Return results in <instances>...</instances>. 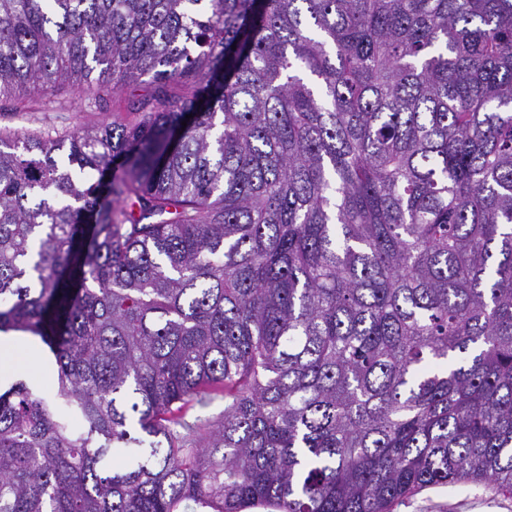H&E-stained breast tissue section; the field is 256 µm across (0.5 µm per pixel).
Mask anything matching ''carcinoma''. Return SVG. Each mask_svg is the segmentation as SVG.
Listing matches in <instances>:
<instances>
[{
	"label": "carcinoma",
	"instance_id": "1",
	"mask_svg": "<svg viewBox=\"0 0 512 512\" xmlns=\"http://www.w3.org/2000/svg\"><path fill=\"white\" fill-rule=\"evenodd\" d=\"M143 77L0 130V512L511 496L512 0H0V99ZM152 89L151 85L140 81L116 92L104 88L99 91L103 98L101 105L94 106L91 94L66 84L58 89L51 102L28 98L1 102L0 128L23 131L54 128L74 133L104 122L131 123L136 115L128 112L129 102L148 96ZM3 333V332H2ZM0 334V355H1V368H2V359L6 362L10 360L14 354L15 351L22 352L25 351V344H23L20 340L15 337L16 334L20 336L22 339H25L27 341H31L36 344L37 340L32 338L30 334L19 332V331H12L10 334ZM10 373L24 374L28 379L39 383L46 393H51L56 380L55 372L47 369V365L36 368L24 359L17 363Z\"/></svg>",
	"mask_w": 512,
	"mask_h": 512
}]
</instances>
